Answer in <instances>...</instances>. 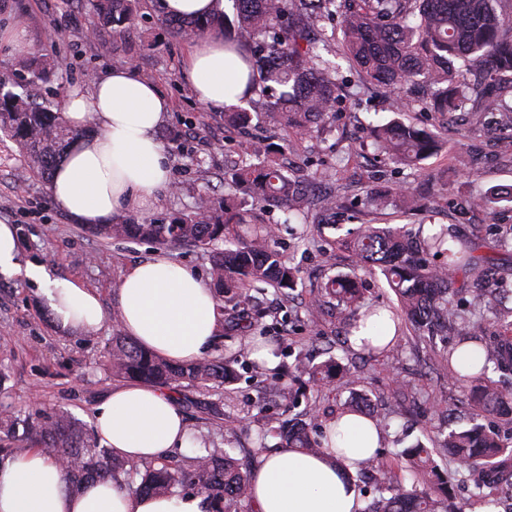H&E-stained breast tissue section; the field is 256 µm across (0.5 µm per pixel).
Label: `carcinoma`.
Instances as JSON below:
<instances>
[{
    "instance_id": "cac0c4a2",
    "label": "carcinoma",
    "mask_w": 512,
    "mask_h": 512,
    "mask_svg": "<svg viewBox=\"0 0 512 512\" xmlns=\"http://www.w3.org/2000/svg\"><path fill=\"white\" fill-rule=\"evenodd\" d=\"M236 44L248 54L252 92L261 99V111L237 106L224 113L227 122L245 128L264 115L294 138H310L332 117L342 84L335 62L317 50L320 24L338 27L345 58L378 88L391 91L425 83L430 97L406 98L395 105L397 112L449 113L464 108L479 124H512V100L504 91L512 88V0H233ZM135 0H95L100 25L121 27L134 16ZM225 20L169 18L167 25L184 37L216 33ZM0 131L20 144L25 162L41 177L51 172L67 142L78 133L68 127L61 113L48 103H39L16 93L10 82L0 79ZM377 149L397 166L414 168L438 154L443 143L434 134L412 122L392 119L373 130ZM270 147L259 143L250 158L242 161L235 182L250 200L217 201L200 197L193 214L168 224H130L120 219L92 227L104 239L147 240L162 248L192 244L207 248L225 238L231 224L241 228L233 246L214 252L211 282L224 312V296L246 298L261 285L291 289L295 270L275 249L276 228L271 224H248L246 206L264 208L288 202V210L309 215L325 210L331 197L311 199L298 184L268 159ZM504 244L486 241L459 249L440 231L429 237L366 224L349 242L360 269L381 273L396 293L400 312L411 323L417 338L435 336L438 329H452L457 341L442 354L448 380L458 386L479 384L477 408L481 412L512 414V391L502 389L489 376L512 375V320L497 331L481 321L461 315L459 294L466 287L468 272L493 265L491 252ZM486 248L487 254L479 253ZM344 307L360 300L358 278L336 276L319 289ZM104 366L115 376L146 384L211 387L220 389L235 380L231 363L202 359L173 364L150 354L116 333L104 346ZM295 369L318 383L336 382L355 390L350 369L336 360L313 364L303 358ZM358 414L379 426L388 422L367 409V404L348 401L340 414ZM18 418L0 410V458L12 459L39 447L65 468L68 488L81 492L93 481L118 475L142 474L139 490L147 495H166L173 486L186 484L207 494L216 503L215 512H241L249 498L248 484L226 452L209 451L196 458L187 470H173L165 461L145 469L112 455L91 436L76 432L70 417L61 412L44 417L35 412L23 419V433L16 434ZM316 426L302 419L291 423L288 433L271 427L262 436L278 435L281 447L317 453L329 442L326 432L315 435ZM440 446L450 449L464 467L484 461L486 468L475 479L477 488L512 485V447L498 430L472 424L449 430ZM411 470L422 490L407 488L397 471ZM360 474H376L387 495L367 512H461L453 504L448 483L437 474L432 449L416 444L397 455L396 469L388 468L381 452L359 463Z\"/></svg>"
}]
</instances>
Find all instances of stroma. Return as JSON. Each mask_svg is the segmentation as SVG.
I'll return each instance as SVG.
<instances>
[{"label": "stroma", "instance_id": "1", "mask_svg": "<svg viewBox=\"0 0 512 512\" xmlns=\"http://www.w3.org/2000/svg\"><path fill=\"white\" fill-rule=\"evenodd\" d=\"M156 4L139 0L133 24L115 31L99 26L92 0L71 6L63 0H0V29L21 32L30 46L29 53L18 54L0 43V78L16 80L27 74L30 64L54 58L57 67L28 87L33 95L51 98L63 88L90 92L110 70L131 66L170 99L172 109L158 138L169 155L175 188L148 212H126V219L136 224L166 223L191 213L207 190L233 192L235 162L250 152L255 138L268 134L263 127L244 132L230 126L223 111L196 99L184 72L190 40L170 31ZM332 49L346 80L332 131L294 142L273 159L303 184L311 173L328 169L336 207L321 216V228L311 229L306 242L299 235L300 221L288 220L286 210L257 212V223L278 225L275 246L295 268L298 286L288 298L269 287L255 303L225 304L227 320L252 318L245 332L224 325L213 349L214 355L233 359L236 380L228 391L175 388L196 440L195 447L172 450L177 466L190 467L201 449L218 448L239 459L247 472L259 457L256 437L264 426L292 414L321 420L336 415L350 397L338 384L305 383L290 406L272 392L295 359L309 355L354 367L362 393L378 412L402 398L404 413L383 431L385 455L413 444L422 430L438 424L440 414L452 413L457 425L465 427L475 411L468 389L452 384L439 365L440 353L455 343V336L419 340L405 326L386 351L371 353L350 345L347 329L365 311L398 306L383 277L366 278L360 303L346 311L342 326L331 309H314L311 290L326 277L353 270L354 255L341 246L329 248L326 241L364 224L412 229L442 225L465 247L485 236L501 238L506 246L497 253L499 265L491 283L512 290V201L501 199L474 210L465 204L466 198L512 187V128L471 132L436 113L411 112L408 120L439 133L444 149L415 170L383 163L372 126L392 119L387 102L403 93L384 94L350 68L339 54L340 42H333ZM20 155L14 141L0 140V221L15 226L21 260L45 265L54 279L77 280L95 290L108 318L94 334L66 332L56 324L40 284L0 273V404L21 417L63 410L77 428L89 432L93 406L118 382L105 370L101 352L116 330L121 275L157 247L141 240H106L75 223L57 209L48 182L31 173ZM452 184L457 187L453 195L448 192ZM407 187L422 193L421 208L402 206L400 193ZM379 194L388 197L387 206H375ZM258 338L276 358L275 368H254L247 349Z\"/></svg>", "mask_w": 512, "mask_h": 512}]
</instances>
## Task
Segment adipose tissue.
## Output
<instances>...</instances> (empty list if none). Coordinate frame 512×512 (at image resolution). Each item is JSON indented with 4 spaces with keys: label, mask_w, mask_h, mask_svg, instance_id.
Wrapping results in <instances>:
<instances>
[{
    "label": "adipose tissue",
    "mask_w": 512,
    "mask_h": 512,
    "mask_svg": "<svg viewBox=\"0 0 512 512\" xmlns=\"http://www.w3.org/2000/svg\"><path fill=\"white\" fill-rule=\"evenodd\" d=\"M242 55L222 36L194 38L186 75L196 98L221 108L238 104L248 84ZM171 110L152 80L130 66L112 69L91 92L65 90L62 115L81 133L78 145L55 165L54 204L77 223H109L123 210L151 208L170 191L167 153L157 137ZM13 225L0 223V272L44 281V265L18 260ZM121 329L137 345L178 363L202 359L222 321L215 295L197 275L163 255L128 267L119 282ZM57 324L91 334L106 315L95 291L80 281L49 289ZM100 440L114 455L136 463L156 460L194 443L173 395L142 384L117 385L93 408ZM328 448L304 455L285 448L262 454L247 476L254 512H362L353 476L378 448L381 435L365 417L347 414L332 422ZM200 493L167 496L127 492L121 479L100 481L72 493L59 463L33 450L0 463V512H212Z\"/></svg>",
    "instance_id": "obj_1"
}]
</instances>
